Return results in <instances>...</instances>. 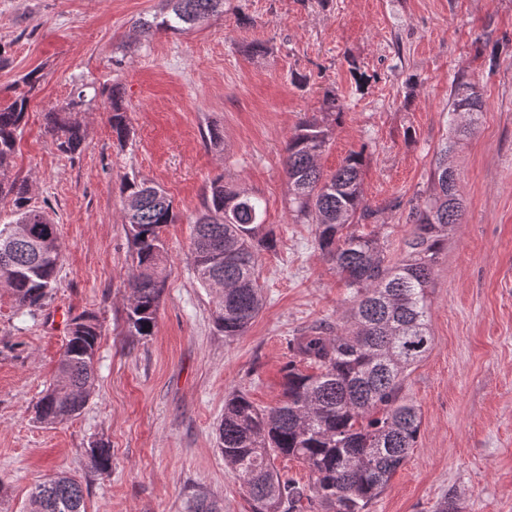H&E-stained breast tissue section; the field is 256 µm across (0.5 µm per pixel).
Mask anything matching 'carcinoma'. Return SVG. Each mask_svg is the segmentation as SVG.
Wrapping results in <instances>:
<instances>
[{
	"instance_id": "carcinoma-1",
	"label": "carcinoma",
	"mask_w": 512,
	"mask_h": 512,
	"mask_svg": "<svg viewBox=\"0 0 512 512\" xmlns=\"http://www.w3.org/2000/svg\"><path fill=\"white\" fill-rule=\"evenodd\" d=\"M170 12L140 22L143 36L183 33L196 22L224 13V0H167ZM38 70L23 78L28 91L0 103V202L11 207L13 220L0 224V238L13 225L38 229L34 240L22 236L9 249L0 245V283L6 284L18 309L42 308L57 282L62 260L57 224L46 211L31 205L25 179L12 176L17 134L28 112ZM88 85L77 88L61 108L46 114L47 131L64 154L80 151L86 125L74 108L85 104ZM481 111L479 88L459 75L449 95L450 129L461 128L457 117ZM108 123L122 143L129 135L126 110L117 91L109 97ZM344 105L328 91L323 118L300 122L288 138L284 173L290 205L303 224L316 225V242L350 289L351 324L336 334L296 336L294 359L284 371L282 398L268 408L257 407L237 393L224 402L219 447L247 489L252 512H367L414 447L420 416L401 396L405 378L431 351L428 295L434 269L448 240L461 223L463 203L448 156L455 141L436 152L431 179L435 192L411 205L412 237L405 256L391 261L371 234L355 229L376 216L365 201L361 179L362 153L349 154L332 174L319 159L329 144L333 124ZM123 199L136 202L123 211L133 244L127 323L138 336L152 335L165 288V247L162 228L176 222L172 201L156 184L125 179ZM263 200L223 178L214 179L196 218L189 256L201 285H219L214 320L226 336H240L263 307L257 274L260 251L273 247L264 232ZM101 325L95 315L70 320L58 361V380L36 404L43 424L65 421L84 408L94 378ZM316 368L304 373L297 362ZM94 468H112V448L103 443L87 449ZM279 456L309 469L311 483L288 478L275 466ZM24 512H87L84 490L77 480L57 474L30 491Z\"/></svg>"
}]
</instances>
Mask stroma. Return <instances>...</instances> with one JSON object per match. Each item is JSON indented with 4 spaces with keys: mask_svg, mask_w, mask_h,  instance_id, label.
<instances>
[{
    "mask_svg": "<svg viewBox=\"0 0 512 512\" xmlns=\"http://www.w3.org/2000/svg\"><path fill=\"white\" fill-rule=\"evenodd\" d=\"M165 0H0V102L38 70L13 172L54 218L63 260L43 308L18 313L0 297V512H19L46 474L84 488L87 512H189L206 496L252 512L216 442L231 393L256 405L281 397L289 342L341 326L348 290L296 223L283 171L294 128L320 113L325 92L345 106L320 164L332 173L362 152L369 221L390 259L406 252L412 200L432 189L448 132L451 81L482 93L474 134L449 158L464 212L431 288L430 353L403 383L421 427L407 462L368 512H512V0H227L223 14L182 34L138 36ZM254 42L266 45L249 53ZM80 152H59L44 114L80 85ZM119 91L130 136L118 143L106 105ZM223 137L209 143L210 128ZM260 196L272 249L258 258L264 306L248 331L214 323V295L188 259L193 224L216 177ZM155 182L177 223L163 229L166 286L152 335L126 322L132 244L124 178ZM102 325L95 381L80 414L44 425L34 407L53 382L71 318ZM112 450L99 474L87 454Z\"/></svg>",
    "mask_w": 512,
    "mask_h": 512,
    "instance_id": "obj_1",
    "label": "stroma"
}]
</instances>
